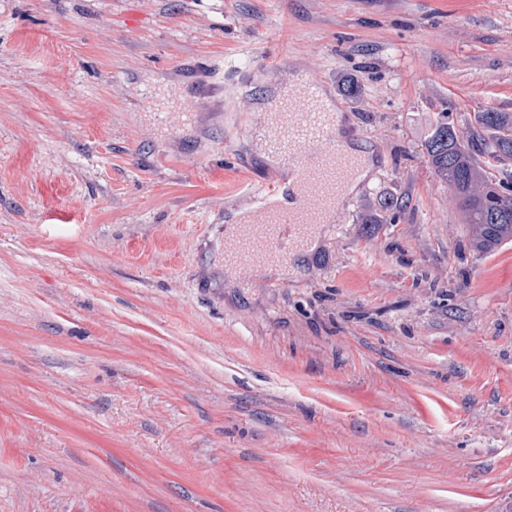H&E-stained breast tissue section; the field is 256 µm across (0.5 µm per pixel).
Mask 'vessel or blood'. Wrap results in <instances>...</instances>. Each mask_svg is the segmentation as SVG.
I'll list each match as a JSON object with an SVG mask.
<instances>
[{"label":"vessel or blood","instance_id":"vessel-or-blood-1","mask_svg":"<svg viewBox=\"0 0 512 512\" xmlns=\"http://www.w3.org/2000/svg\"><path fill=\"white\" fill-rule=\"evenodd\" d=\"M325 86L308 70L295 73L266 108L262 124L268 139L281 144L280 166L293 172L281 182L261 176L246 188L255 209L237 216V232L224 249L226 263L263 272L287 260L290 250L314 242L323 225L334 223L336 204L363 159L338 133L337 115L326 104Z\"/></svg>","mask_w":512,"mask_h":512}]
</instances>
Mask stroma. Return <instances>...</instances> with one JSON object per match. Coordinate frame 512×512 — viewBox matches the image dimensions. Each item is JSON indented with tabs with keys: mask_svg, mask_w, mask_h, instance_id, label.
<instances>
[{
	"mask_svg": "<svg viewBox=\"0 0 512 512\" xmlns=\"http://www.w3.org/2000/svg\"><path fill=\"white\" fill-rule=\"evenodd\" d=\"M271 52L377 166L232 280L272 161L223 78ZM446 106L512 114V0H0V512H512V243L427 163Z\"/></svg>",
	"mask_w": 512,
	"mask_h": 512,
	"instance_id": "1",
	"label": "stroma"
}]
</instances>
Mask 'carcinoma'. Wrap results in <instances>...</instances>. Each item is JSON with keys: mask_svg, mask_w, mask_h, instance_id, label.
Returning a JSON list of instances; mask_svg holds the SVG:
<instances>
[{"mask_svg": "<svg viewBox=\"0 0 512 512\" xmlns=\"http://www.w3.org/2000/svg\"><path fill=\"white\" fill-rule=\"evenodd\" d=\"M477 122L499 130L494 150L473 153V138H464L444 110L427 139V162L450 187L448 202L464 216L469 249L492 254L512 242V175L502 168L512 159V120L488 109L478 113Z\"/></svg>", "mask_w": 512, "mask_h": 512, "instance_id": "cac0c4a2", "label": "carcinoma"}]
</instances>
